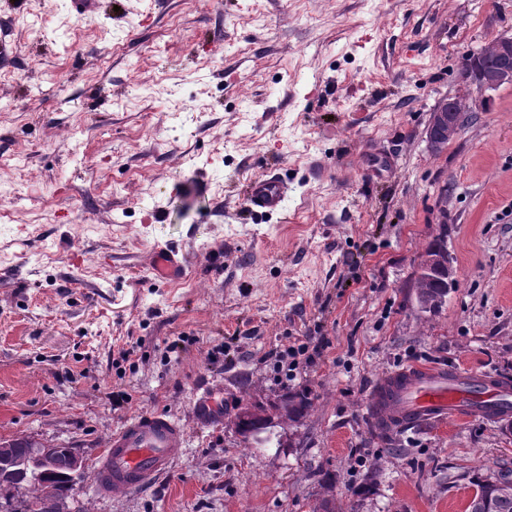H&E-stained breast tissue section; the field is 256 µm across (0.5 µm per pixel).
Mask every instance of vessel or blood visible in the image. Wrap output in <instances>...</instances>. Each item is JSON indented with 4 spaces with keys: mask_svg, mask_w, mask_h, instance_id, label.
<instances>
[{
    "mask_svg": "<svg viewBox=\"0 0 512 512\" xmlns=\"http://www.w3.org/2000/svg\"><path fill=\"white\" fill-rule=\"evenodd\" d=\"M286 190L277 177H256L249 181L246 200L254 211L273 213L280 210ZM154 263L164 278L184 271L167 251H156ZM367 403L372 414L392 426L447 415L494 421L512 414V378L414 364L378 380ZM182 445L183 431L175 420L158 412L137 414L113 432L94 470L97 483L115 494L146 487Z\"/></svg>",
    "mask_w": 512,
    "mask_h": 512,
    "instance_id": "1",
    "label": "vessel or blood"
}]
</instances>
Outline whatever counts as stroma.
I'll list each match as a JSON object with an SVG mask.
<instances>
[{"instance_id":"35a3bbf8","label":"stroma","mask_w":512,"mask_h":512,"mask_svg":"<svg viewBox=\"0 0 512 512\" xmlns=\"http://www.w3.org/2000/svg\"><path fill=\"white\" fill-rule=\"evenodd\" d=\"M68 3L0 0V440L77 449L81 512H466L512 433L381 428L366 398L415 363L512 373V85L461 76L512 0ZM444 96L475 106L435 155ZM263 174L279 212L241 194ZM443 231L455 281L425 312ZM295 390L309 414L244 446L239 404ZM150 411L185 428L169 472L100 491L108 437ZM287 187L275 176H261L250 179L246 191L249 207L258 212L273 213L281 208ZM155 272L161 277L174 276L177 273L182 274L184 271V265L181 261H178L173 253L164 252L159 249L154 254ZM438 264L444 265L447 268L448 279L431 280L419 276V273L417 272V276L414 281L416 288V300H419L420 298L434 300L437 297H447L448 282H452L454 277V269L449 258L442 260L436 257L425 256L421 262V272L430 273L431 269L436 267Z\"/></svg>"}]
</instances>
